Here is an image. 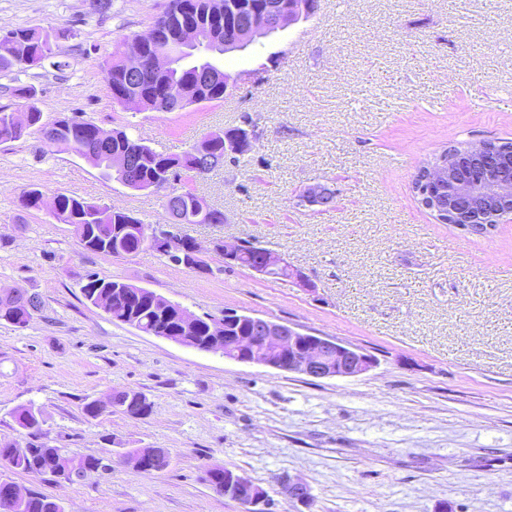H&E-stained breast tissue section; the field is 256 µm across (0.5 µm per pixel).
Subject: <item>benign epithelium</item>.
Segmentation results:
<instances>
[{"label": "benign epithelium", "mask_w": 512, "mask_h": 512, "mask_svg": "<svg viewBox=\"0 0 512 512\" xmlns=\"http://www.w3.org/2000/svg\"><path fill=\"white\" fill-rule=\"evenodd\" d=\"M314 0H292L286 9L263 12L255 16L251 36L262 35L270 28L280 29L298 22L314 12ZM423 185L426 200L436 205L434 211L448 217L450 224H477L485 222L478 200L494 195L502 206L496 216H512V152L492 148L481 143L461 155L455 165L439 155L434 161L418 169L413 185ZM334 196L333 189L322 183L307 187L303 197L310 206L324 209ZM288 267L291 278L300 285L309 286L304 274L289 266L285 256L265 251L262 260L251 271L269 276L274 269ZM253 335L241 336L237 343H229V336L220 341L211 338L203 351L220 353L239 363L259 364L276 370L299 373L315 379L353 378L375 366V358L364 350L343 343L333 337L316 336L296 330L269 319L249 317ZM281 493L292 502L309 505L310 489L299 478H288L281 484ZM224 495L236 500L249 499V506L265 502V494L255 492L254 486L241 476H233L224 484Z\"/></svg>", "instance_id": "7a95c632"}]
</instances>
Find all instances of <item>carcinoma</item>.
Segmentation results:
<instances>
[{"instance_id": "obj_1", "label": "carcinoma", "mask_w": 512, "mask_h": 512, "mask_svg": "<svg viewBox=\"0 0 512 512\" xmlns=\"http://www.w3.org/2000/svg\"><path fill=\"white\" fill-rule=\"evenodd\" d=\"M286 4L290 0H231V6L224 7L226 0H169L166 9L155 18L147 35L137 36L132 41L118 43L106 61V79L112 97L136 95L141 98L145 109L160 111L165 105L161 90L179 86L190 106L199 98L212 101L224 99V73L217 71L216 56L227 52L224 36L229 31H244L252 22V16L267 9L274 2ZM193 26L201 35L198 50L188 52L177 41V34L184 26ZM12 38L0 41V70L17 68L25 70L54 55L51 36L58 35L53 28H15L10 31ZM150 39L147 52L154 58L135 77L126 72L125 61L130 50L140 40ZM191 56L186 64L165 66L159 57ZM249 116H242V125L212 132L194 144L181 155L160 152L125 130H115L110 138L101 140L91 131L97 125L77 117H63L43 127L46 146L70 149L71 141L79 142L90 154V163L108 178H115L112 161L121 159L125 167L122 175L134 186L145 188L156 180L169 175L174 182L173 196L166 200L178 210L182 224H222L224 213L210 206L204 198L182 187L185 182L201 178L224 165L225 159L233 163L245 161L253 150V143L247 140L244 124ZM26 135V128H18L12 115L0 110V142L18 141ZM58 207L52 215L61 224H68L79 241L86 242V250L93 253L112 254L124 252L135 254L146 247L160 248L152 244L149 225L130 213L117 210L105 204L89 201L71 194L57 193ZM185 268L206 272L208 266L196 255V241L188 234L182 236ZM85 298L95 297L106 302L107 312L112 320L135 327L152 335L162 328L169 336H177L187 348L200 349L202 343L211 337L244 336L246 321L224 329L212 330L208 320H202L196 327L185 329L181 326L176 310L167 306L146 288L128 291L127 286L115 280H106L96 275L87 277L82 287ZM41 308L36 296L0 290V321L16 327L27 326L34 313ZM118 397L129 400L128 408L144 418L152 413V403L141 401V393L133 390L117 392ZM18 426L31 437L25 452L16 451L15 443L0 441V462L21 472H41L45 469L60 468L75 478H84L91 472L105 468L103 458L94 455L61 454L60 449L39 439L44 423L42 414L32 405L22 406L14 412ZM0 512H64L62 505L54 498L31 492L22 500H14L5 492L0 483Z\"/></svg>"}]
</instances>
